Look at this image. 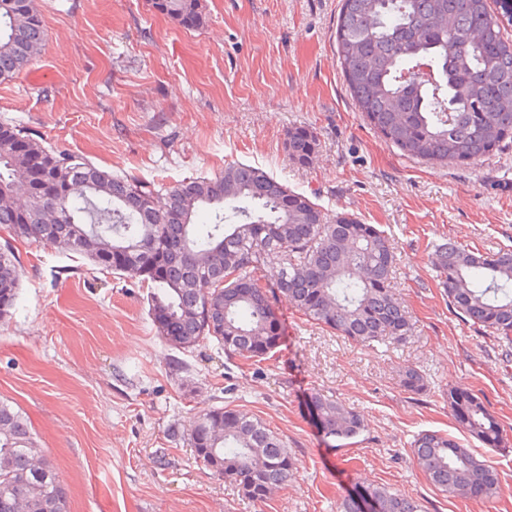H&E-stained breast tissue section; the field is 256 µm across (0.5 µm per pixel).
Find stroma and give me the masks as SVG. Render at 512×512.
<instances>
[{
	"mask_svg": "<svg viewBox=\"0 0 512 512\" xmlns=\"http://www.w3.org/2000/svg\"><path fill=\"white\" fill-rule=\"evenodd\" d=\"M199 2L204 24L188 29L149 0H34L47 39L32 64L0 78V123L163 186L250 164L327 213L378 225L396 247L392 286L412 336L351 344L281 296V357L247 365L210 341L182 355L157 335L136 281L20 241L18 299L0 320V399L29 417L70 512H341L372 486L424 512H512V347L449 307L431 263L448 241L512 249V146L447 166L386 143L337 62L340 0ZM296 127L320 141L303 168L284 150ZM405 364L426 374L425 392L398 386ZM451 385L486 400L506 431L504 447L473 446L501 476L497 497L446 496L412 457L423 431L466 441L445 401ZM314 392L361 414L363 434L329 447ZM221 405L260 418L297 460L296 478L265 501L244 498L188 444L196 417Z\"/></svg>",
	"mask_w": 512,
	"mask_h": 512,
	"instance_id": "obj_1",
	"label": "stroma"
}]
</instances>
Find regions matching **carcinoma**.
<instances>
[{
    "label": "carcinoma",
    "instance_id": "1",
    "mask_svg": "<svg viewBox=\"0 0 512 512\" xmlns=\"http://www.w3.org/2000/svg\"><path fill=\"white\" fill-rule=\"evenodd\" d=\"M188 28L204 18L199 0H151ZM46 31L33 0H0V77L35 61ZM344 81L367 123L404 154L440 164L474 165L512 143V38L488 0H342L336 27ZM319 146L305 128L288 131L285 148L306 165ZM0 230L38 240L149 289L152 323L175 350L213 341L226 359L256 362L282 352L277 296L306 320L371 346L401 343L413 323L390 285L394 247L384 231L346 212L327 214L265 170L231 164L213 178H189L160 190L114 175L84 154L47 149L14 125L0 124ZM278 267L270 285L265 266ZM439 285L464 320L512 343V250L484 256L449 242L435 254ZM22 262L0 247V318L15 307ZM427 378L398 370L402 390L419 394ZM448 411L471 439L505 444L496 416L474 393L448 387ZM309 405L327 442L342 448L364 431L363 419L320 393ZM197 458L242 494L262 501L295 479L279 434L249 413L217 406L189 434ZM412 453L430 484L452 497L497 496V469L472 448L425 431ZM38 457V469L28 460ZM28 512H69L66 490L41 453L27 419L0 401V512L16 498ZM423 512L420 503L377 486L344 502V512Z\"/></svg>",
    "mask_w": 512,
    "mask_h": 512
}]
</instances>
